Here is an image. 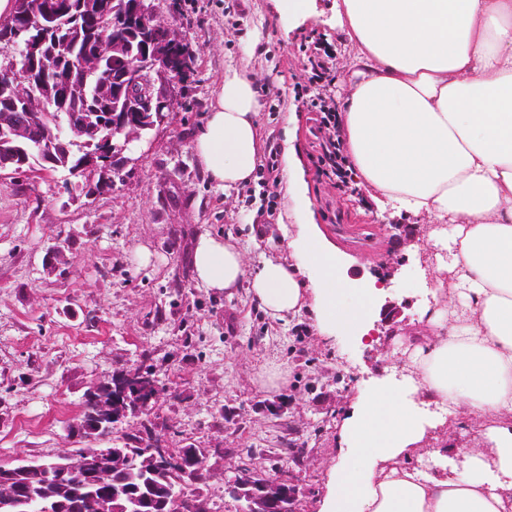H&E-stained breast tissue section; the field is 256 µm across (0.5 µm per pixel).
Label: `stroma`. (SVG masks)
<instances>
[{"instance_id": "1", "label": "stroma", "mask_w": 512, "mask_h": 512, "mask_svg": "<svg viewBox=\"0 0 512 512\" xmlns=\"http://www.w3.org/2000/svg\"><path fill=\"white\" fill-rule=\"evenodd\" d=\"M275 0H165L164 17L195 58L167 123L131 145L111 191H65L63 173L0 172V461L43 460L75 448H108L138 433L130 415L112 436L86 435L85 396L133 363L156 370L165 393L153 411L172 447L210 451L203 487L212 512L231 499L226 450L247 449L254 471L290 475L301 512H317L327 474L341 460L340 425L361 390L392 373L398 333L433 301L429 217L379 208L374 191L332 184L318 167L311 114L294 97L306 84L303 45L322 37L344 68L335 0L312 16ZM262 39L244 47L254 30ZM255 78L261 140L291 139L294 187L279 184L274 216H259L267 178L258 165L253 200L211 184L192 149L224 69ZM314 224L336 247L341 277L376 279L399 316L376 320L379 343L327 344L303 314L272 320L246 289L202 286L192 267L199 234L229 238L247 272L290 256L283 224ZM149 259H142V252Z\"/></svg>"}]
</instances>
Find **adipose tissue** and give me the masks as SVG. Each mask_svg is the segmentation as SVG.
Instances as JSON below:
<instances>
[{
  "mask_svg": "<svg viewBox=\"0 0 512 512\" xmlns=\"http://www.w3.org/2000/svg\"><path fill=\"white\" fill-rule=\"evenodd\" d=\"M348 49L343 135L354 178L380 207L431 217V295L403 380L362 392L319 512H512V0H336ZM253 78L227 67L193 149L209 182L249 184L260 158ZM292 259L247 274L227 240L193 247L205 287H247L271 318L310 312L324 340L361 341L381 291L344 280L311 225ZM488 422L480 448L427 475L411 453L448 414Z\"/></svg>",
  "mask_w": 512,
  "mask_h": 512,
  "instance_id": "1",
  "label": "adipose tissue"
}]
</instances>
